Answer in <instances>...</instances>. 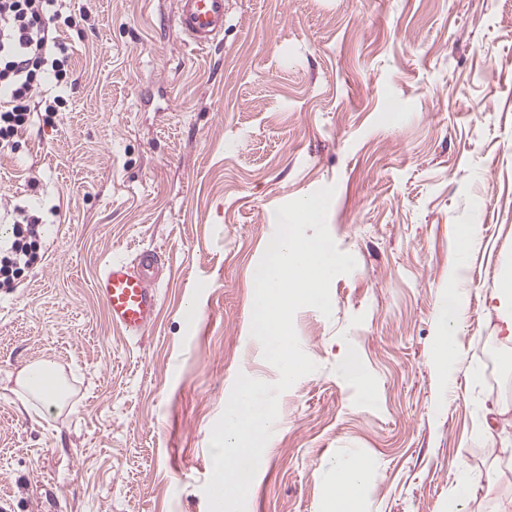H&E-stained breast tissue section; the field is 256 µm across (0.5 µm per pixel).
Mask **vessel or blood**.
<instances>
[{
	"label": "vessel or blood",
	"mask_w": 512,
	"mask_h": 512,
	"mask_svg": "<svg viewBox=\"0 0 512 512\" xmlns=\"http://www.w3.org/2000/svg\"><path fill=\"white\" fill-rule=\"evenodd\" d=\"M175 23L188 41L201 48L213 46L224 31L226 0H177ZM154 255L140 253L126 261L106 262L94 288L114 326L129 337L143 335L154 323L159 305Z\"/></svg>",
	"instance_id": "vessel-or-blood-1"
}]
</instances>
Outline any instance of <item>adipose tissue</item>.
Here are the masks:
<instances>
[{
  "instance_id": "adipose-tissue-1",
  "label": "adipose tissue",
  "mask_w": 512,
  "mask_h": 512,
  "mask_svg": "<svg viewBox=\"0 0 512 512\" xmlns=\"http://www.w3.org/2000/svg\"><path fill=\"white\" fill-rule=\"evenodd\" d=\"M459 247L454 269L448 277V305L442 314L439 336L434 348L435 363L441 375L454 373L463 363L457 333L463 315L466 295L462 273L466 256L477 243L473 225L461 226ZM55 362L42 360L22 368L16 376V385L36 399L44 415L56 416L65 404L64 383L58 377ZM335 475L329 486L327 512H359L358 502L366 483V468L357 456L337 459L331 465Z\"/></svg>"
}]
</instances>
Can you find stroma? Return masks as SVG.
Instances as JSON below:
<instances>
[{
  "mask_svg": "<svg viewBox=\"0 0 512 512\" xmlns=\"http://www.w3.org/2000/svg\"><path fill=\"white\" fill-rule=\"evenodd\" d=\"M175 0H73L75 82L0 156V225L44 224L0 292V503L9 512H208L212 427L238 373L279 378L250 335L249 271L275 210L334 187L327 227L355 269L331 316L294 327L315 372L279 397L246 512H323L331 464L367 465L361 512H465L512 498V343L488 291L512 262V0H227L197 50ZM473 224L451 381L434 363L456 230ZM157 257L159 314L113 328L93 280ZM357 356L371 387L342 371ZM55 361L47 419L15 378ZM502 414L481 422L491 402Z\"/></svg>",
  "mask_w": 512,
  "mask_h": 512,
  "instance_id": "35a3bbf8",
  "label": "stroma"
}]
</instances>
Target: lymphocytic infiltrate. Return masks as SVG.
<instances>
[{
	"instance_id": "1",
	"label": "lymphocytic infiltrate",
	"mask_w": 512,
	"mask_h": 512,
	"mask_svg": "<svg viewBox=\"0 0 512 512\" xmlns=\"http://www.w3.org/2000/svg\"><path fill=\"white\" fill-rule=\"evenodd\" d=\"M68 10V0H0V154L15 150L32 108L42 109L51 123L65 104L62 96L40 98L36 91L48 79L59 87L72 82L71 56L54 28ZM17 214L10 236L0 240L5 290L36 262L43 232L38 215L24 208Z\"/></svg>"
}]
</instances>
